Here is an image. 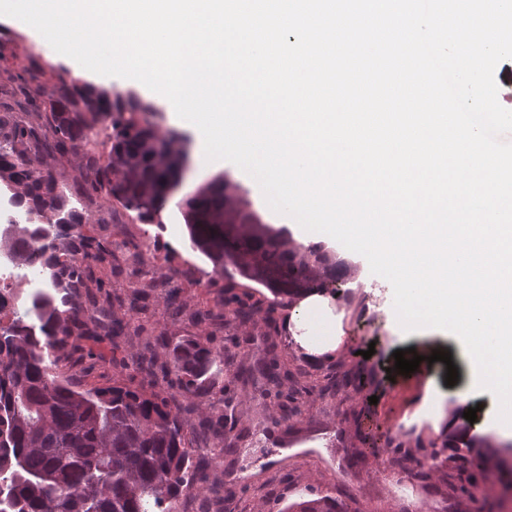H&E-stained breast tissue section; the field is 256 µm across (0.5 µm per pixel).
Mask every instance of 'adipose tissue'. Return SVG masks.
I'll return each mask as SVG.
<instances>
[{"mask_svg":"<svg viewBox=\"0 0 512 512\" xmlns=\"http://www.w3.org/2000/svg\"><path fill=\"white\" fill-rule=\"evenodd\" d=\"M282 326L291 341L309 358L334 355L341 335V318L329 297L318 292L301 295L282 316Z\"/></svg>","mask_w":512,"mask_h":512,"instance_id":"obj_1","label":"adipose tissue"}]
</instances>
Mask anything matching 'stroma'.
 <instances>
[{
  "mask_svg": "<svg viewBox=\"0 0 512 512\" xmlns=\"http://www.w3.org/2000/svg\"><path fill=\"white\" fill-rule=\"evenodd\" d=\"M1 40L16 44L15 55L9 60L14 71H23L32 55L53 69L64 65L33 28L2 20ZM93 84L112 91H132L153 100L159 132H179L187 145H194L192 130L175 128L171 105L153 99L137 81L100 76ZM219 174L227 175L248 194L266 223L276 228L289 226L290 217L268 208L250 176L228 161L207 169L193 168L182 194L192 193ZM78 230L122 245L129 268L136 270L135 279L141 282L178 269L173 283L187 312L204 315L221 311L224 279L206 258L190 249L176 201L166 204L156 226L137 223L123 213L117 223L107 227L82 224ZM328 248L352 266L354 274L340 284L335 300L337 310L344 313L341 349L334 358L320 363L308 361L283 329H270L262 318L239 330L220 325L202 328L170 318L162 298L149 300L148 319L156 330L173 339L206 333L213 345L225 350L223 372L214 375L208 392L195 400L196 414L201 417L211 414L214 398H223L225 413L237 421L229 432L236 440V451L225 455L217 471L228 492L224 512H284L288 504L319 493L339 498L350 512H491L498 507L506 488L505 477L493 460L471 461V470L484 479V492L477 497L451 488L450 475L468 442L484 439L496 447L512 443L511 434L498 431L499 404L495 396L468 389V354L457 337L446 332L404 334L394 311L389 281L372 274L366 258L342 244L332 242ZM271 343L290 366L304 368L319 384H326L329 375L344 368L351 370L356 380L336 396L317 391L302 395L301 415L289 424H280L281 399L260 394L240 378L244 369L264 357ZM408 348L421 357L417 370L388 377V368L395 365V351ZM366 350L371 353L367 359L362 356ZM436 350L451 354V363L432 361ZM451 364L459 372L452 386L446 383ZM429 389L443 401L442 417L423 413L421 402ZM473 407L478 410L477 419L470 422L464 414ZM422 439L441 447L442 461L431 460V449L419 447ZM395 448L408 449L423 462V477L389 467L387 459Z\"/></svg>",
  "mask_w": 512,
  "mask_h": 512,
  "instance_id": "obj_1",
  "label": "stroma"
}]
</instances>
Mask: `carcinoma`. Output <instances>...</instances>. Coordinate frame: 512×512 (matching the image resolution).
Listing matches in <instances>:
<instances>
[{"label":"carcinoma","instance_id":"obj_1","mask_svg":"<svg viewBox=\"0 0 512 512\" xmlns=\"http://www.w3.org/2000/svg\"><path fill=\"white\" fill-rule=\"evenodd\" d=\"M35 58L22 74L0 83V184L25 222L0 235V251L19 264L38 251L48 280L28 295L24 317L0 327V508L3 512H180L185 491L220 496L224 484L193 463V439L224 440V415L188 424L191 399L224 370V349L208 340H162L165 362L142 355L132 364L117 358L130 323L113 316L123 300L105 291L99 268L124 272L112 242L72 234L89 223L101 195L112 198L141 224L159 218L183 183L189 153L151 120L153 105L131 92L96 91L68 81L67 73L42 81ZM108 147L107 154L99 148ZM75 159L85 169L76 184L59 181L53 163ZM190 247L224 275V324L244 327L262 310L237 289L249 281L267 288L265 317L273 321L280 299L304 291L336 294L342 262L314 244L296 243L265 224L249 198L224 177L186 198ZM106 343L109 351L88 345ZM270 358L248 370L262 393L288 400L306 391L295 372L267 347ZM121 365L140 375V388L82 384L87 366ZM460 490L482 492L479 474L458 456ZM286 512H348L331 495L294 502Z\"/></svg>","mask_w":512,"mask_h":512}]
</instances>
